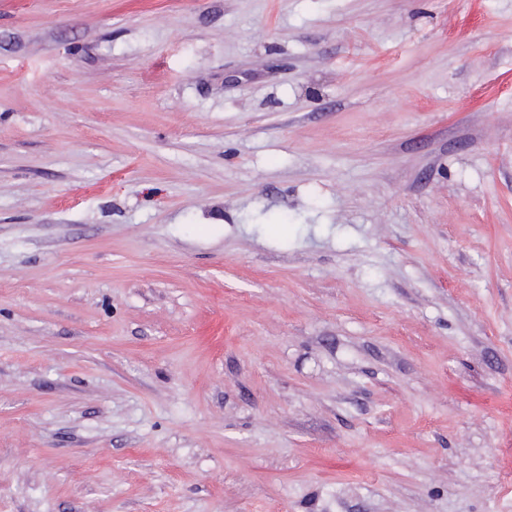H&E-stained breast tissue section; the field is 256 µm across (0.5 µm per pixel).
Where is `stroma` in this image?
Returning <instances> with one entry per match:
<instances>
[{
	"instance_id": "1",
	"label": "stroma",
	"mask_w": 512,
	"mask_h": 512,
	"mask_svg": "<svg viewBox=\"0 0 512 512\" xmlns=\"http://www.w3.org/2000/svg\"><path fill=\"white\" fill-rule=\"evenodd\" d=\"M0 512H512V0H0Z\"/></svg>"
}]
</instances>
